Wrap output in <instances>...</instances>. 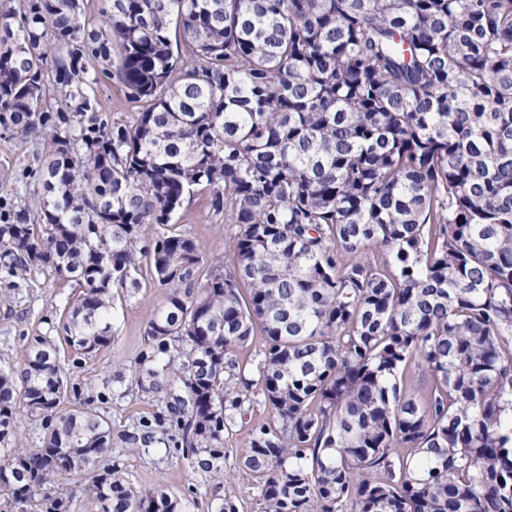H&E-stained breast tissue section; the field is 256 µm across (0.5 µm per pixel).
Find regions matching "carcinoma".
Returning a JSON list of instances; mask_svg holds the SVG:
<instances>
[{
	"mask_svg": "<svg viewBox=\"0 0 512 512\" xmlns=\"http://www.w3.org/2000/svg\"><path fill=\"white\" fill-rule=\"evenodd\" d=\"M114 77L134 112L110 123ZM47 126L0 266L74 278L59 340L87 357L164 288L133 377L158 408L115 436L61 409L32 337L22 392L0 372V512H69L83 473L88 512H189L101 461L172 442L222 483L255 336L263 512H512V0H7L0 129ZM197 193L233 225L222 260L174 221ZM260 348L261 346L258 340L254 339L253 341H249L247 345L240 348L236 353L241 371L244 372L246 378L254 380L251 392L254 393V397L256 398H260V396H257V393H261L260 389L262 387L260 383L257 384L258 375L255 372V360ZM16 417L15 431L23 438L25 446L30 449L39 448L44 435L40 421L22 408Z\"/></svg>",
	"mask_w": 512,
	"mask_h": 512,
	"instance_id": "obj_1",
	"label": "carcinoma"
}]
</instances>
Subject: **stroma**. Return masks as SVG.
<instances>
[{
    "mask_svg": "<svg viewBox=\"0 0 512 512\" xmlns=\"http://www.w3.org/2000/svg\"><path fill=\"white\" fill-rule=\"evenodd\" d=\"M43 155L42 139L0 132V215L12 206L36 207L42 188L34 171ZM176 221L202 245L207 257H223L230 227L208 220L201 201L191 199ZM71 298L69 281L47 273L22 278L0 268V369L22 372L28 341L36 335L56 336L60 315ZM161 305V288L143 283L116 309L109 347L87 358L61 345L59 361L68 384L62 408L87 404L108 417L116 432L155 411V399L131 386L130 371L148 351L145 326ZM268 419L263 403H254L235 432L225 437L224 481L219 485L196 473L184 448L177 446L124 448L113 454L112 461L135 489L165 488L193 501V512H214L222 502L232 505L234 512H262L260 483L242 466L240 453L249 431Z\"/></svg>",
    "mask_w": 512,
    "mask_h": 512,
    "instance_id": "stroma-1",
    "label": "stroma"
}]
</instances>
